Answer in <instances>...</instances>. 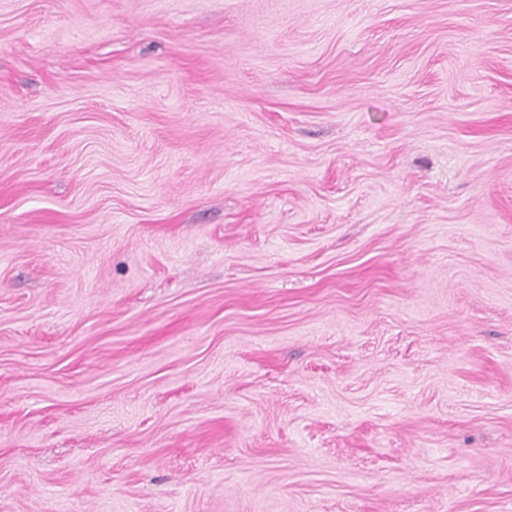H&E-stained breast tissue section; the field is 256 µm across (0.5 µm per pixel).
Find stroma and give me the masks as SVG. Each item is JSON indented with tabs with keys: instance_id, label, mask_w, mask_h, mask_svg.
Returning <instances> with one entry per match:
<instances>
[{
	"instance_id": "stroma-1",
	"label": "stroma",
	"mask_w": 512,
	"mask_h": 512,
	"mask_svg": "<svg viewBox=\"0 0 512 512\" xmlns=\"http://www.w3.org/2000/svg\"><path fill=\"white\" fill-rule=\"evenodd\" d=\"M0 512H512V0H0Z\"/></svg>"
}]
</instances>
